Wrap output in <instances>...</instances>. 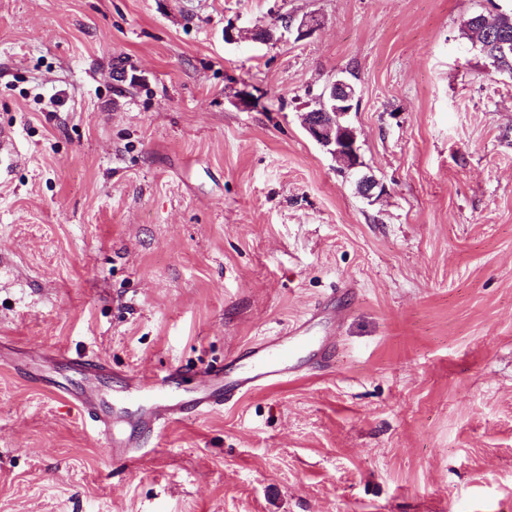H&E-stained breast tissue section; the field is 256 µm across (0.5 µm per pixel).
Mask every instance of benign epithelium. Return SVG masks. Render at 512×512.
<instances>
[{"instance_id": "7a95c632", "label": "benign epithelium", "mask_w": 512, "mask_h": 512, "mask_svg": "<svg viewBox=\"0 0 512 512\" xmlns=\"http://www.w3.org/2000/svg\"><path fill=\"white\" fill-rule=\"evenodd\" d=\"M318 27L317 19L304 17L298 21L290 20L288 31L296 33V39L303 40L311 36ZM337 100L341 109L337 112H307L303 127L307 134L328 153L345 161L349 171L362 166L357 146L355 128L344 121V117L356 106V91L349 89V83L338 78L325 88L321 102ZM357 192L373 198L384 192V186L371 177H363L357 182Z\"/></svg>"}]
</instances>
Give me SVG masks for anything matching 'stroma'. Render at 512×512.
I'll list each match as a JSON object with an SVG mask.
<instances>
[{
    "instance_id": "35a3bbf8",
    "label": "stroma",
    "mask_w": 512,
    "mask_h": 512,
    "mask_svg": "<svg viewBox=\"0 0 512 512\" xmlns=\"http://www.w3.org/2000/svg\"><path fill=\"white\" fill-rule=\"evenodd\" d=\"M494 3L0 0V512H512V77L461 35ZM280 15L321 26L224 38ZM341 75L371 200L302 126ZM330 297L329 369L119 462L12 367L99 360L108 410ZM17 157L14 135L10 130H0V178L7 175Z\"/></svg>"
}]
</instances>
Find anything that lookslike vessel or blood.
<instances>
[{"mask_svg":"<svg viewBox=\"0 0 512 512\" xmlns=\"http://www.w3.org/2000/svg\"><path fill=\"white\" fill-rule=\"evenodd\" d=\"M16 156L13 133L1 129L0 177L8 174ZM319 313V308H312L306 320L293 325L282 335L267 336L255 343L248 353L250 364L246 369L236 372L220 367L210 368L206 372L204 385L191 395L175 393L178 374L174 371L159 379L136 378L134 385L124 390L123 397L139 405L136 419L139 437L125 435L106 416L101 415L94 392L77 397L74 404L81 416L92 419L106 435L108 451L112 456H127L142 448L146 438L159 434L168 425L183 421L194 413L223 408L254 390L285 382L299 363L323 355L322 337L308 333Z\"/></svg>","mask_w":512,"mask_h":512,"instance_id":"1","label":"vessel or blood"}]
</instances>
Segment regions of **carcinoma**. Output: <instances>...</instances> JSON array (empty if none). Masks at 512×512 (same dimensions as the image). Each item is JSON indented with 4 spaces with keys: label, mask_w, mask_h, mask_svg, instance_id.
<instances>
[{
    "label": "carcinoma",
    "mask_w": 512,
    "mask_h": 512,
    "mask_svg": "<svg viewBox=\"0 0 512 512\" xmlns=\"http://www.w3.org/2000/svg\"><path fill=\"white\" fill-rule=\"evenodd\" d=\"M487 16L485 11L469 15L463 21L462 35L493 72L512 76V21L490 23Z\"/></svg>",
    "instance_id": "cac0c4a2"
}]
</instances>
